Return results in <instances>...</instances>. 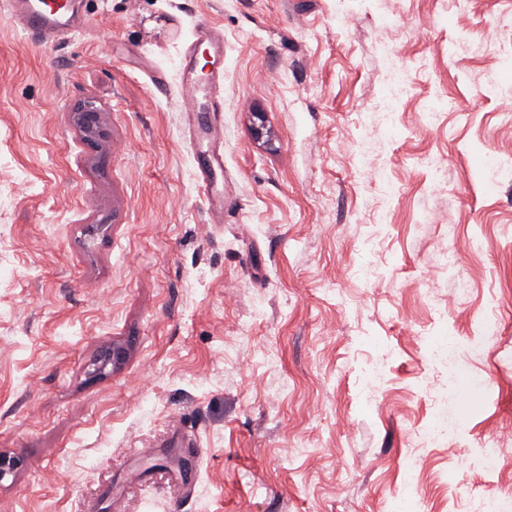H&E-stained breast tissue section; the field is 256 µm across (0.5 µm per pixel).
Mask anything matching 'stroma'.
<instances>
[{"mask_svg": "<svg viewBox=\"0 0 512 512\" xmlns=\"http://www.w3.org/2000/svg\"><path fill=\"white\" fill-rule=\"evenodd\" d=\"M76 2L58 44L0 10V512H512V449L477 462L512 433V0ZM203 26L219 221L184 137ZM199 44H205L210 50L211 56V75L210 79L205 80L208 89L207 106L210 112H223L224 101L215 94L214 88L216 81H222L224 72L221 70V61L224 59V43L218 38L213 37L208 28H201L197 31L195 39L185 47L184 68L182 71V87H183V112L190 115L196 112L198 106V97L201 91L203 80L197 78L193 69V60L196 48ZM386 93L378 104V112H383L389 122L393 121L395 102L406 93L408 89L407 75L393 56L387 57L384 72ZM72 120L80 134L82 144L92 151L101 149L99 129L101 125L102 109L95 100H84L77 103L69 111Z\"/></svg>", "mask_w": 512, "mask_h": 512, "instance_id": "35a3bbf8", "label": "stroma"}]
</instances>
